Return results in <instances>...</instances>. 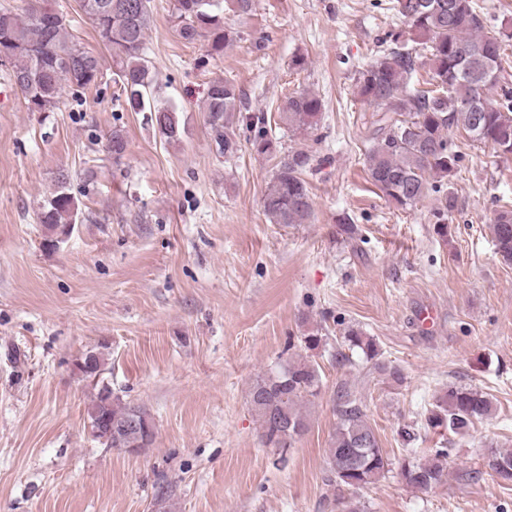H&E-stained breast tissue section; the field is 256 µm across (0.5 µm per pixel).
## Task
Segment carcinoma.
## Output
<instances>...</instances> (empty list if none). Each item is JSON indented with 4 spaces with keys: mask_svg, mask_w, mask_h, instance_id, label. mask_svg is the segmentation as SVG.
<instances>
[{
    "mask_svg": "<svg viewBox=\"0 0 512 512\" xmlns=\"http://www.w3.org/2000/svg\"><path fill=\"white\" fill-rule=\"evenodd\" d=\"M220 0H174L173 26L179 37L207 41L208 52L224 53L230 41L224 18L216 11ZM77 9L93 23L109 53L104 57L71 38L66 15L50 0H28L24 14L0 9V49L10 53V80L30 112H53L65 89L96 84L107 60L117 68L125 103L132 112H147L152 127L168 142L180 135L177 111L159 102L154 73L145 59L146 30L152 0H75ZM392 10L407 31L390 35V47L359 72L357 94L378 107L368 127L367 172L382 196L403 210L417 207L437 193L432 216L434 231L448 236V215L456 200L448 190L460 169L462 155L452 133L459 131L500 157L512 156V91L502 84V73L512 65V26L486 29L473 0H392ZM429 65L430 78L420 82L419 60ZM235 87L211 82L204 102L214 140L224 154L238 150L236 127L254 132L251 146L275 160L263 198V211L272 224H306L313 215V199L305 179L311 157L303 151L277 154L268 137L271 124L264 112H237ZM322 102L312 92L288 96L279 108V121L290 128L310 130L321 119ZM107 149L120 159L127 142L115 130ZM82 212L70 192L68 172H58L54 190L40 205V222L49 230L76 224ZM503 260L512 262V209L501 210L491 225ZM350 350L368 359L377 354L372 338L349 328L343 334ZM321 377L311 361L300 358L278 371L257 377L249 387L248 404L258 416L264 443L292 447L307 431L302 403L318 395ZM492 401L477 390L448 385L426 417L433 429L453 434L468 430L488 417ZM133 416L139 428L114 432L103 441L108 448H146L156 436L150 414L138 405L112 395L103 385L87 409L90 427L103 418L112 426ZM339 421L328 449L334 481L355 491L375 484L388 471V459L361 406L340 399ZM449 448H429L418 461L405 460L399 475L405 484L427 492L448 477ZM490 475L512 481V450L498 451L486 463Z\"/></svg>",
    "mask_w": 512,
    "mask_h": 512,
    "instance_id": "1",
    "label": "carcinoma"
}]
</instances>
